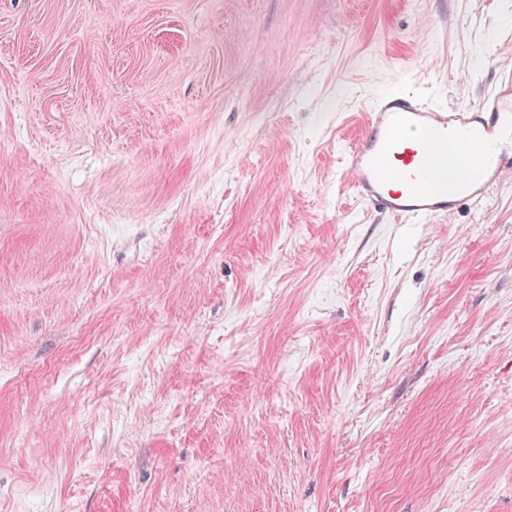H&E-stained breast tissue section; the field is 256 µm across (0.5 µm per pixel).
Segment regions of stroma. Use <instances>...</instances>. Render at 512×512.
Returning a JSON list of instances; mask_svg holds the SVG:
<instances>
[{"instance_id": "obj_1", "label": "stroma", "mask_w": 512, "mask_h": 512, "mask_svg": "<svg viewBox=\"0 0 512 512\" xmlns=\"http://www.w3.org/2000/svg\"><path fill=\"white\" fill-rule=\"evenodd\" d=\"M509 80L512 0H0V512H512V177L342 174ZM364 126L346 154L344 171L355 197L384 216L449 217L464 204L483 202L512 171L503 147L512 144L510 80L487 102L452 109L410 93L387 95L371 105ZM401 133H430L437 149L429 155L423 142L408 143ZM461 141L497 151L479 178H471L459 163L461 173L448 183V161ZM396 180L397 190L392 188Z\"/></svg>"}]
</instances>
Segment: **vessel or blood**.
I'll use <instances>...</instances> for the list:
<instances>
[{"mask_svg":"<svg viewBox=\"0 0 512 512\" xmlns=\"http://www.w3.org/2000/svg\"><path fill=\"white\" fill-rule=\"evenodd\" d=\"M492 152L479 178L449 176L459 142ZM512 82L488 101L447 109L410 93L391 94L368 110L361 136L346 154L345 175L356 198L390 217L428 219L483 202L512 171Z\"/></svg>","mask_w":512,"mask_h":512,"instance_id":"vessel-or-blood-1","label":"vessel or blood"}]
</instances>
